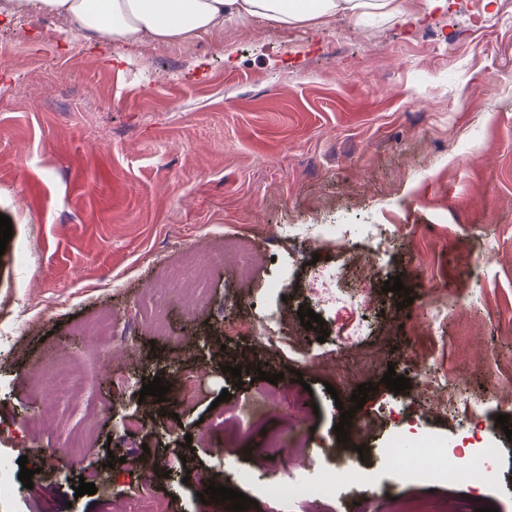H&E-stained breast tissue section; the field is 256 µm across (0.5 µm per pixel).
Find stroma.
<instances>
[{
    "mask_svg": "<svg viewBox=\"0 0 512 512\" xmlns=\"http://www.w3.org/2000/svg\"><path fill=\"white\" fill-rule=\"evenodd\" d=\"M405 18L343 14L284 28L228 21L188 44L88 42L70 28L45 37L0 16V214L13 236L0 255V458L21 449L32 488L0 498V512H123L141 482L172 512H225L202 503L218 483L250 498L245 512H285L260 486L293 469L285 449L310 448L324 467L339 449L337 402L375 383L359 414L373 484L387 485L380 512L402 501L443 502L471 512L483 496L512 512V441L497 415L512 402L485 397L493 381L512 387V10L504 0H405ZM272 224H379L389 236L367 290L354 259L368 248L351 237L349 259L303 238L274 240ZM227 235L252 240L265 262L248 279L216 269L204 305L188 312L176 295L155 303L168 333L154 336L137 314L167 255ZM342 262L338 286L350 304L323 312L325 342L297 315L312 259ZM288 283H280L281 275ZM400 277L413 302L400 306L385 281ZM448 303L436 326L429 301ZM286 305L288 332L312 344L301 363L291 348L241 337L222 346L227 318ZM362 336L349 338L352 327ZM444 334L445 347L434 336ZM198 350L184 361L181 340ZM454 361L450 411L429 412L419 387L395 393L387 369L415 378L424 357ZM263 361L277 375L280 409L250 435L227 428L214 408L234 388L224 366ZM47 376L88 379L94 431L84 435L79 403L55 400L30 383ZM196 380L179 406L180 376ZM135 377L117 390L112 381ZM162 378L166 405L140 399ZM177 413L181 432L160 427L123 437L124 414ZM448 448L497 449V474L461 466L447 484L401 474L389 449L415 437ZM52 448L69 474L42 470L34 451ZM150 452L158 472L127 458ZM113 466H104L107 455ZM88 473L112 488L75 497Z\"/></svg>",
    "mask_w": 512,
    "mask_h": 512,
    "instance_id": "obj_1",
    "label": "stroma"
}]
</instances>
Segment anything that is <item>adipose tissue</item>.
I'll use <instances>...</instances> for the list:
<instances>
[{
    "label": "adipose tissue",
    "instance_id": "1",
    "mask_svg": "<svg viewBox=\"0 0 512 512\" xmlns=\"http://www.w3.org/2000/svg\"><path fill=\"white\" fill-rule=\"evenodd\" d=\"M403 0H0V15L36 11L69 20L88 41L160 45L195 41L224 20L246 18L283 27L318 23L342 12L358 19L371 12L398 16Z\"/></svg>",
    "mask_w": 512,
    "mask_h": 512
}]
</instances>
